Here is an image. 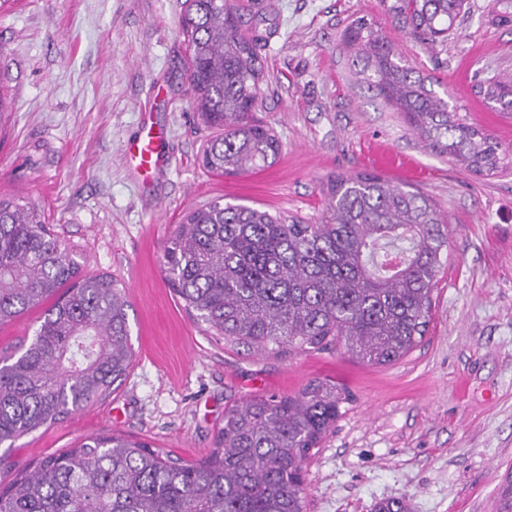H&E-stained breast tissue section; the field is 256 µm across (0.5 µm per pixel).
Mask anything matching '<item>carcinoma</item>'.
Masks as SVG:
<instances>
[{
  "label": "carcinoma",
  "instance_id": "1",
  "mask_svg": "<svg viewBox=\"0 0 512 512\" xmlns=\"http://www.w3.org/2000/svg\"><path fill=\"white\" fill-rule=\"evenodd\" d=\"M180 27L188 81L205 123L221 130L203 164L227 175L272 165L274 132L255 120L262 60L228 0H188ZM467 0H392L388 11L433 48L448 41ZM356 74L402 112L419 139L480 175L512 166L506 149L435 90L363 17L343 32ZM476 89L512 111V78ZM443 213L419 191L372 174L330 180L320 222L242 204L194 209L165 249L186 309L233 351L285 355L343 345L371 365L405 357L427 334L432 293L448 264ZM40 307L31 342L0 355V448L105 396L132 363L125 288L82 277L41 212L0 199V324ZM347 396L313 381L296 395L262 394L224 409L218 447L173 459L112 434L44 457L0 484V512H307L304 467Z\"/></svg>",
  "mask_w": 512,
  "mask_h": 512
}]
</instances>
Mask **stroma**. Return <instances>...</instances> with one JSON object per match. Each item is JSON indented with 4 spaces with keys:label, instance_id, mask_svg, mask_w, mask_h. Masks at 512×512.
Masks as SVG:
<instances>
[{
    "label": "stroma",
    "instance_id": "stroma-1",
    "mask_svg": "<svg viewBox=\"0 0 512 512\" xmlns=\"http://www.w3.org/2000/svg\"><path fill=\"white\" fill-rule=\"evenodd\" d=\"M245 34L264 36L255 116L281 142L272 166L219 175L202 165L217 129L195 112L180 19L186 0H5L0 5V199L39 208L84 276L121 282L133 364L110 394L19 438L0 482L85 438L121 433L172 457L218 445L225 407L309 382L343 391L332 431L305 464L307 512H497L512 476V168L472 173L428 149L360 82L341 41L375 22L461 114L512 147V112L477 80L512 75V0H468L438 53L382 0H231ZM165 132L152 177L121 149L143 124ZM368 173L429 194L448 224V267L427 335L372 366L345 350L244 356L197 325L167 281L164 250L186 215L215 199L320 221L329 179Z\"/></svg>",
    "mask_w": 512,
    "mask_h": 512
}]
</instances>
